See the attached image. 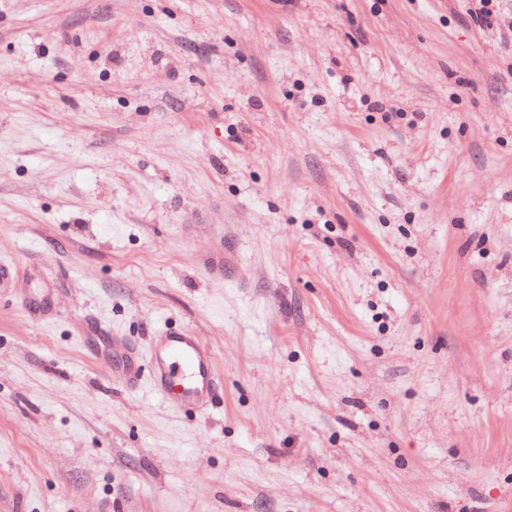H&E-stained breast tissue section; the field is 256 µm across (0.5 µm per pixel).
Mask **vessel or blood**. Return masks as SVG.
<instances>
[{
  "label": "vessel or blood",
  "instance_id": "1",
  "mask_svg": "<svg viewBox=\"0 0 512 512\" xmlns=\"http://www.w3.org/2000/svg\"><path fill=\"white\" fill-rule=\"evenodd\" d=\"M150 363L156 391L177 408H205L219 383L209 349L190 333L161 337Z\"/></svg>",
  "mask_w": 512,
  "mask_h": 512
}]
</instances>
